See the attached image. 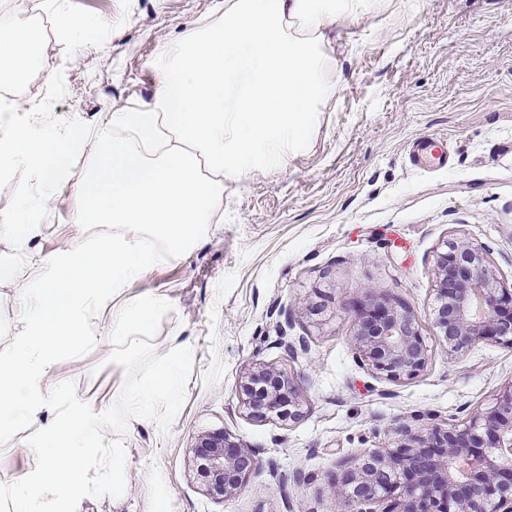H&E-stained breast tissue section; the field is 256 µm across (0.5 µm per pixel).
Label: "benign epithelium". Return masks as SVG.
<instances>
[{
    "mask_svg": "<svg viewBox=\"0 0 512 512\" xmlns=\"http://www.w3.org/2000/svg\"><path fill=\"white\" fill-rule=\"evenodd\" d=\"M490 247L466 238L446 243L435 261L433 319L450 355L481 339L512 348V288L489 261ZM353 336L362 364L392 381L423 371L428 350L413 314L383 293L354 311ZM243 404L255 419L294 422L300 403L289 375L258 366L245 373ZM398 445L357 458L331 497L336 512H512V381L495 405L463 425L416 434L395 428ZM195 474L216 499L234 495L259 466L256 450L223 430L205 433L194 446Z\"/></svg>",
    "mask_w": 512,
    "mask_h": 512,
    "instance_id": "7a95c632",
    "label": "benign epithelium"
}]
</instances>
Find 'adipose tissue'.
<instances>
[{
	"label": "adipose tissue",
	"mask_w": 512,
	"mask_h": 512,
	"mask_svg": "<svg viewBox=\"0 0 512 512\" xmlns=\"http://www.w3.org/2000/svg\"><path fill=\"white\" fill-rule=\"evenodd\" d=\"M387 0H217L216 21L162 44L153 97L103 113L86 137L89 172L70 167L72 130L16 126L0 141L20 190L71 184L75 226L106 224L111 235L48 256L19 257L38 231L27 201L0 217V281L12 282L13 328L0 345V437L37 425V466L12 489L10 512H78L99 480L107 426L94 400L60 371L63 353L112 342L136 347L166 306L125 299L130 281L193 247L212 223L224 183L287 166L304 149L320 105L337 85L325 51L339 18L381 13ZM21 0H0V85L23 82L34 59L20 37ZM180 381L169 361L129 394L126 423L142 422Z\"/></svg>",
	"instance_id": "adipose-tissue-1"
}]
</instances>
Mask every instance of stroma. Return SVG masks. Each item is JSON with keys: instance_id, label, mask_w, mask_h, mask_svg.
Masks as SVG:
<instances>
[{"instance_id": "1", "label": "stroma", "mask_w": 512, "mask_h": 512, "mask_svg": "<svg viewBox=\"0 0 512 512\" xmlns=\"http://www.w3.org/2000/svg\"><path fill=\"white\" fill-rule=\"evenodd\" d=\"M100 20L93 43L64 42L70 2ZM215 0H25L48 35L29 98L43 126L79 121L150 99L159 42L213 20ZM326 52L338 88L304 150L286 168L224 184V218L183 256L134 280L127 297L160 295L167 308L135 349L111 340L62 369L107 417L153 378L173 339L183 388L151 420L111 431L124 448L122 484L83 498L81 512H333L330 491L348 461L393 448V424L423 433L460 423L512 381V348L492 340L448 355L433 325L434 263L446 241L489 245L512 283V0H388L384 13L338 21ZM448 145L444 169L414 168L413 142ZM37 236L51 253L107 233L70 225L72 186L29 189ZM383 290L407 307L429 350L425 369L391 381L364 366L352 343L354 311ZM303 349L289 353V343ZM286 371L301 403L294 422L250 418L240 383L256 365ZM223 429L260 461L246 486L222 499L197 480L192 448ZM32 431L0 439V492L37 463Z\"/></svg>"}]
</instances>
